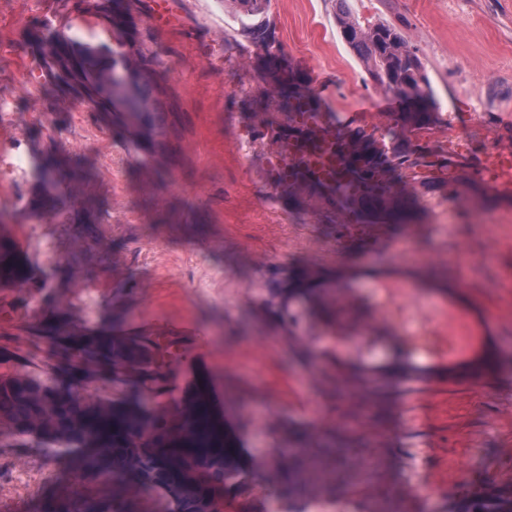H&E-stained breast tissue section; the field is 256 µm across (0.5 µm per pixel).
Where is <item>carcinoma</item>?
Wrapping results in <instances>:
<instances>
[{
	"label": "carcinoma",
	"instance_id": "1",
	"mask_svg": "<svg viewBox=\"0 0 512 512\" xmlns=\"http://www.w3.org/2000/svg\"><path fill=\"white\" fill-rule=\"evenodd\" d=\"M102 9L91 12L109 27L112 42L105 48L81 42L68 21H62L51 36L36 41L35 59L44 77L78 79L80 87L98 91L114 108H122L138 118L148 140L157 148L164 143L148 119L151 112L164 111L166 95L164 77L147 60L138 34L126 23L110 14L130 4L131 0H99ZM245 21L242 36L261 47L267 57L276 60L270 78L283 100V111L291 112L293 100L306 95L308 88L280 60L274 29L267 19L269 0H238ZM336 23L347 44L357 53L374 80L403 100V109L379 132L362 127L346 130L352 151L366 158L369 168L387 178L385 189L371 188L367 199L351 205L362 210L363 217L374 223L397 224L413 216L417 201L440 193L460 179L465 164L445 152L432 151L415 144L405 133L424 129L436 122V102L432 96L425 68L408 41L386 24L363 27L347 6V0H336ZM37 178L45 199L54 198L59 186L51 172L38 168ZM70 254L78 265L96 261L97 255L80 237L70 244ZM37 280L33 266L16 250L14 243L0 235V288H19ZM309 291L307 278L292 272L286 283L273 290L272 296L283 313L288 302L302 299ZM32 342H44L56 353L58 365L38 369L27 354L14 345L8 334L0 336V365L12 373L0 376V414L14 425L10 430L15 444H38L52 458H65L71 468L83 474L81 485L74 491L51 493L40 499L34 512H45L50 501L57 499L68 512H130L123 488L125 475L134 471L139 476L136 488L157 497L161 512H194L205 506L197 494L190 498L174 489L169 476L176 456L184 446L176 443L168 448L112 447V430L132 420L145 427L160 426L161 407L182 397L194 406L191 417L183 420L182 429L190 436L200 434L201 422L216 414L210 404L209 391L197 376L195 382L179 392L167 390L164 376L175 373L171 367L176 355V341L143 332L107 335L83 324L69 325L54 319H36L21 328ZM88 357H97L104 371L91 381L122 379L112 375V360L131 364L139 378L129 397L116 407L101 411L98 405L80 399L74 372ZM224 425L216 421L209 426L203 454L201 481H219L221 487L243 495L248 491L247 469L225 451ZM335 448H298L299 467L294 471V484L278 495L288 504L303 502L298 487L310 480L326 484L333 477ZM111 472L112 489L103 478ZM469 512H512V490L491 500L478 498Z\"/></svg>",
	"mask_w": 512,
	"mask_h": 512
}]
</instances>
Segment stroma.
<instances>
[{
	"mask_svg": "<svg viewBox=\"0 0 512 512\" xmlns=\"http://www.w3.org/2000/svg\"><path fill=\"white\" fill-rule=\"evenodd\" d=\"M74 0H0V157H28L24 178L0 183V218L18 249L48 276L46 287L0 289V308L15 317L58 313L92 327L198 330L184 370L204 372L215 403L246 445L253 494H226L228 512H268L280 490L268 449L290 451L336 443L342 457L335 482L312 487L347 512H461L476 491L512 486V223L478 224L476 208L512 213L505 202L461 181L456 193L421 199L417 220L391 224L407 249L380 246L362 256L344 238L335 210L315 196L298 198L267 183L264 171L280 148L261 120L283 121L281 98L261 66L263 51L235 47L238 0H182L185 27L158 33L144 13L134 24L174 94L166 116L162 164L143 166L126 147L123 126L76 94L31 74L30 36L74 16ZM362 26H395L427 69L437 110L464 131L454 144L436 138L435 151L454 148L472 158L487 140L512 141V0H349ZM268 18L290 66L301 76L320 70L333 88L324 110L373 112L396 97L377 85L336 27L335 0H270ZM54 155L60 171L87 173L94 209L65 195L43 202L34 169ZM46 204L49 220L29 209ZM80 237L99 253L86 268L84 289L68 287L69 243ZM315 267L326 278L309 301H295L296 321L267 306L281 269ZM453 282V290L413 289L406 322L419 336L440 333L430 309L450 299L486 314L497 356L462 383L383 378L399 346L381 280L416 275ZM313 351L299 360L294 339ZM357 336L381 337L369 353ZM386 379L390 394L363 401L343 396ZM0 430V512H32L38 499L69 483L64 459L20 450ZM29 467L18 471L17 456Z\"/></svg>",
	"mask_w": 512,
	"mask_h": 512,
	"instance_id": "stroma-1",
	"label": "stroma"
}]
</instances>
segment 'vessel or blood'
Segmentation results:
<instances>
[{"instance_id": "obj_1", "label": "vessel or blood", "mask_w": 512, "mask_h": 512, "mask_svg": "<svg viewBox=\"0 0 512 512\" xmlns=\"http://www.w3.org/2000/svg\"><path fill=\"white\" fill-rule=\"evenodd\" d=\"M147 19L158 32L177 27L183 13L177 0H150ZM329 90L321 74H314L307 96L293 103L290 125L293 129L279 162L271 168L269 181L274 187L304 185L318 182L327 191H340L347 199L363 197L364 179L360 166L349 152L344 126L334 113L314 108L311 97ZM473 169L484 190L498 197L512 196V150L503 149L479 155ZM341 223L346 226L349 237L361 240L364 247L372 249L387 243L382 225L363 221L348 212L341 213ZM448 315L453 318L456 330H466L471 338L470 354L459 353L454 334L441 341L427 343L420 337H412L410 352L420 353L428 371H442L470 363L472 357L480 356L485 349L487 322L477 314L458 310L449 304Z\"/></svg>"}]
</instances>
